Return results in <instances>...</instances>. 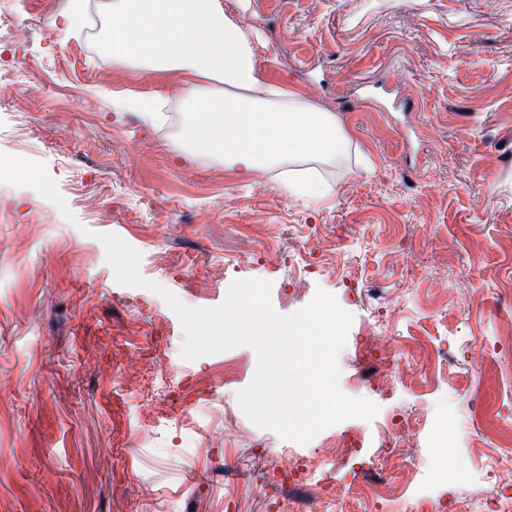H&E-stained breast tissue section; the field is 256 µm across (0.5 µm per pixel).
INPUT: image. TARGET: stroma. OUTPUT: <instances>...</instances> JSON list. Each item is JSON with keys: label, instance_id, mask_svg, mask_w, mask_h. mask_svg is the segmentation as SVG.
Segmentation results:
<instances>
[{"label": "stroma", "instance_id": "stroma-1", "mask_svg": "<svg viewBox=\"0 0 512 512\" xmlns=\"http://www.w3.org/2000/svg\"><path fill=\"white\" fill-rule=\"evenodd\" d=\"M0 0V152L43 162L72 219L0 183V512H275L297 456L338 494L323 512H512V0H224L263 44L269 82L335 113L358 152L321 166L320 199L249 179L112 96L161 95L177 73L100 51L112 0ZM195 308L271 281L291 314L331 293L352 323L340 388L379 407L309 443L253 425L237 394L247 346L194 360L158 294L120 285L98 241ZM400 339L376 388L357 338ZM197 386L171 425L170 384ZM405 414L387 450L378 424ZM235 435L224 438V423ZM361 435L357 469L330 449ZM391 465L387 501L359 471Z\"/></svg>", "mask_w": 512, "mask_h": 512}]
</instances>
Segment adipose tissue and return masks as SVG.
Returning a JSON list of instances; mask_svg holds the SVG:
<instances>
[{
    "label": "adipose tissue",
    "instance_id": "1",
    "mask_svg": "<svg viewBox=\"0 0 512 512\" xmlns=\"http://www.w3.org/2000/svg\"><path fill=\"white\" fill-rule=\"evenodd\" d=\"M109 47L113 58L181 72L175 94L194 110L186 137L242 175L328 164L354 144L334 113L268 84L256 43L223 0H112Z\"/></svg>",
    "mask_w": 512,
    "mask_h": 512
}]
</instances>
